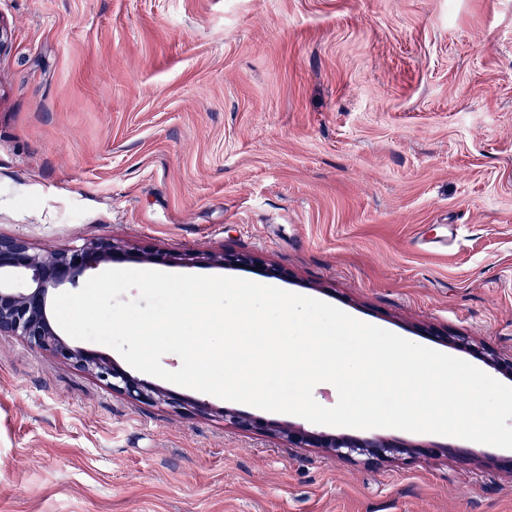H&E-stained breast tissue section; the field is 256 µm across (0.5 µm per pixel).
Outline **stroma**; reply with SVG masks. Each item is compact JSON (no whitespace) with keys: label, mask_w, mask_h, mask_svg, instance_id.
<instances>
[{"label":"stroma","mask_w":512,"mask_h":512,"mask_svg":"<svg viewBox=\"0 0 512 512\" xmlns=\"http://www.w3.org/2000/svg\"><path fill=\"white\" fill-rule=\"evenodd\" d=\"M0 236L225 252L415 343L512 356V0H0ZM144 404L0 335V512H512L511 452L334 434L144 375ZM448 343L463 350L467 349H473L479 352V354L482 356V358L485 360V362L492 366L493 368L508 372L509 374L512 373V359H505L502 358L497 352L487 349V348H477L470 340L469 336L464 335H456V336H449L447 338ZM224 421L246 430H258L273 436L284 437L294 445L317 448H329L336 456L353 459L356 456L370 455L377 459H386L395 454H408L411 447L397 444L381 436L353 439L345 435H309L275 424L252 421L241 417L238 413L224 408ZM300 446V447H303Z\"/></svg>","instance_id":"stroma-1"}]
</instances>
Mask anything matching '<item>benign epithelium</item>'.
<instances>
[{
  "label": "benign epithelium",
  "instance_id": "obj_1",
  "mask_svg": "<svg viewBox=\"0 0 512 512\" xmlns=\"http://www.w3.org/2000/svg\"><path fill=\"white\" fill-rule=\"evenodd\" d=\"M185 260L192 263L246 264L251 258L235 253L221 256L187 254ZM121 261L170 263L172 255L160 251L134 253L114 241H94L77 249L39 254L33 252L22 238L0 237V334L19 336L32 347L50 351L63 360L93 371L113 391L134 401H162L180 406L183 401L174 395L141 382L88 350L69 346L53 327L48 301L56 290L66 284H75L90 269ZM17 278L25 279L26 287H15L14 280ZM479 354L493 368L512 373L511 358L505 359L487 348L479 349ZM222 413L224 420L242 429L284 437L294 445L328 448L344 458L370 455L386 459L395 454L411 452L409 446L381 436L360 440L345 435L315 436L275 424L248 420L227 408Z\"/></svg>",
  "mask_w": 512,
  "mask_h": 512
}]
</instances>
